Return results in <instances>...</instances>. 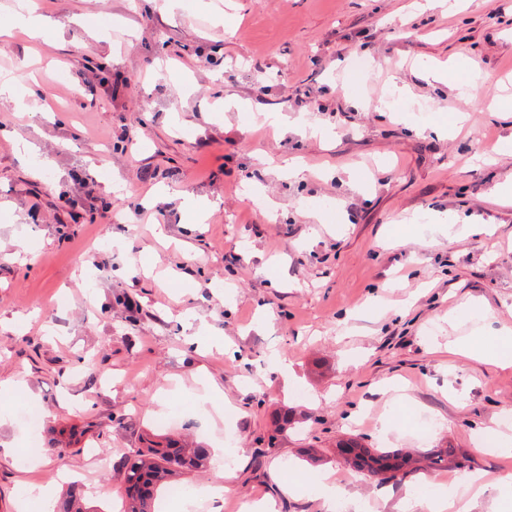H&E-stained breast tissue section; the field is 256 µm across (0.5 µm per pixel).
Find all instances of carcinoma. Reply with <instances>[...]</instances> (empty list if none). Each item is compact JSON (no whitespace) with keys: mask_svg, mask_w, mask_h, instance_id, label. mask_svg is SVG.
I'll return each mask as SVG.
<instances>
[{"mask_svg":"<svg viewBox=\"0 0 512 512\" xmlns=\"http://www.w3.org/2000/svg\"><path fill=\"white\" fill-rule=\"evenodd\" d=\"M303 412L288 408L275 420L274 432L280 433L302 419ZM145 447L125 456L121 462L126 483L127 500L122 512H155V502L162 488L171 485L177 475L201 467L207 459V450L201 445L186 448L178 439L169 437L156 441L144 438ZM338 455L349 454L345 463L353 469L365 470L378 477L383 484L402 483L415 471L416 459L407 452L385 448H366L357 439L348 438L336 445ZM427 467L446 468L453 464L459 468L455 448H437L424 457ZM54 512H98L87 505L81 485L71 484Z\"/></svg>","mask_w":512,"mask_h":512,"instance_id":"obj_1","label":"carcinoma"}]
</instances>
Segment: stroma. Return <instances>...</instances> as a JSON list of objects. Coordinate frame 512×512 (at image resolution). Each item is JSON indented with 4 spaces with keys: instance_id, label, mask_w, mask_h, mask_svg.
I'll return each instance as SVG.
<instances>
[{
    "instance_id": "obj_1",
    "label": "stroma",
    "mask_w": 512,
    "mask_h": 512,
    "mask_svg": "<svg viewBox=\"0 0 512 512\" xmlns=\"http://www.w3.org/2000/svg\"><path fill=\"white\" fill-rule=\"evenodd\" d=\"M23 4L0 0V78L34 90L0 102V383L21 389L0 405V512H42L31 488L71 478L119 512L118 464L148 434L207 444L180 482L229 485L208 512H428L512 475V367L435 351L512 331V204L492 197L512 182L492 155L512 137V0H42L36 43ZM288 407L307 424L267 445ZM350 436L467 463L382 485L337 455Z\"/></svg>"
}]
</instances>
